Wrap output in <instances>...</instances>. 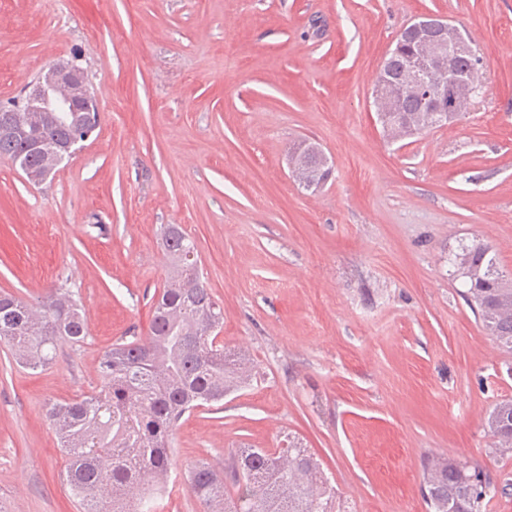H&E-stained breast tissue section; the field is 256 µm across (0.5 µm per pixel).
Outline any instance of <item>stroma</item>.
Segmentation results:
<instances>
[{
	"instance_id": "stroma-1",
	"label": "stroma",
	"mask_w": 512,
	"mask_h": 512,
	"mask_svg": "<svg viewBox=\"0 0 512 512\" xmlns=\"http://www.w3.org/2000/svg\"><path fill=\"white\" fill-rule=\"evenodd\" d=\"M423 13L472 37L484 89L391 140L372 90ZM74 52L100 128L40 186L0 158V291L35 305L67 284L88 334L38 370L0 341V512H80L46 409L148 335L165 224L193 240L219 339L254 371L179 421L159 512H204L188 470L234 448H307L336 512H430L435 455L512 483L485 427L512 399V352L448 262L477 240L512 278V0H0V103ZM303 142L333 169L315 191L288 165Z\"/></svg>"
}]
</instances>
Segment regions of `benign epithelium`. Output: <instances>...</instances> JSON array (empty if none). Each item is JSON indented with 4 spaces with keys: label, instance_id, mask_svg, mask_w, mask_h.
I'll return each instance as SVG.
<instances>
[{
    "label": "benign epithelium",
    "instance_id": "7a95c632",
    "mask_svg": "<svg viewBox=\"0 0 512 512\" xmlns=\"http://www.w3.org/2000/svg\"><path fill=\"white\" fill-rule=\"evenodd\" d=\"M401 35L413 40L416 50L406 65L405 85L391 82L379 73L373 98L378 106L379 120L402 111L404 87L417 102L412 113L405 116L404 136L414 135L432 124H443L448 115L459 116L471 110L478 97L479 79H465L457 72L461 58L470 61L477 74L486 68L472 47L469 37L448 19L434 14L414 18ZM29 112L99 111L95 95L86 83L83 72L72 61L56 62L43 68L34 82V90L26 100Z\"/></svg>",
    "mask_w": 512,
    "mask_h": 512
}]
</instances>
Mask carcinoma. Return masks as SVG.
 Returning <instances> with one entry per match:
<instances>
[{
	"instance_id": "carcinoma-1",
	"label": "carcinoma",
	"mask_w": 512,
	"mask_h": 512,
	"mask_svg": "<svg viewBox=\"0 0 512 512\" xmlns=\"http://www.w3.org/2000/svg\"><path fill=\"white\" fill-rule=\"evenodd\" d=\"M0 106V156L27 177L58 170L57 146L84 137L101 115L15 112ZM23 123L28 134L18 132ZM44 150H30V135ZM170 272L157 295L144 340L116 343L99 360V390L52 404L46 415L70 463L65 481L83 512H153L162 490L155 478L171 471L170 441L179 420L219 402L249 381L252 365L224 352L218 341L223 310L203 280L195 245L178 224L161 226ZM453 264L466 279L467 302L500 345L512 351V278L481 243L464 245ZM83 306L67 288L55 289L33 313L17 296L0 294V340L19 364L37 369L56 361L59 343L86 336ZM492 436L512 441V400L496 403L487 419ZM192 494L206 512H332V495L319 464L296 445L277 453L235 448L218 470L206 462L190 467ZM432 512H481L496 496L492 480L476 468L437 456L425 466L421 487Z\"/></svg>"
}]
</instances>
